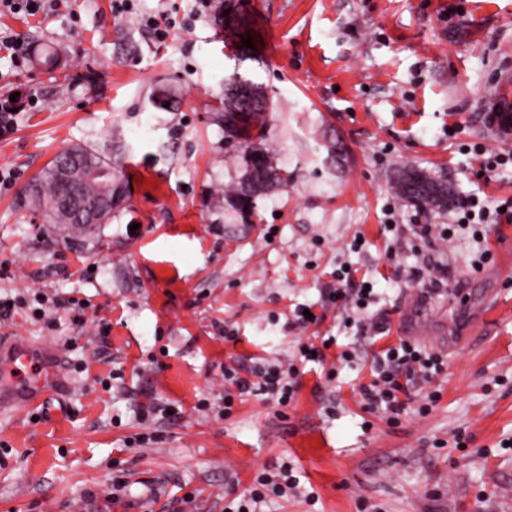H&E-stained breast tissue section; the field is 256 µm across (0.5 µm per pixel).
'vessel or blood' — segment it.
<instances>
[{"label": "vessel or blood", "mask_w": 512, "mask_h": 512, "mask_svg": "<svg viewBox=\"0 0 512 512\" xmlns=\"http://www.w3.org/2000/svg\"><path fill=\"white\" fill-rule=\"evenodd\" d=\"M63 360L53 350L0 338V409L36 404L48 394H62L69 380Z\"/></svg>", "instance_id": "b4317fda"}]
</instances>
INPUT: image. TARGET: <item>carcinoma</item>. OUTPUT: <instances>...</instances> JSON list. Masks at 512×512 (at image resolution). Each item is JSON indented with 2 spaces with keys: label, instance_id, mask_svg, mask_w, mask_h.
Returning <instances> with one entry per match:
<instances>
[{
  "label": "carcinoma",
  "instance_id": "obj_1",
  "mask_svg": "<svg viewBox=\"0 0 512 512\" xmlns=\"http://www.w3.org/2000/svg\"><path fill=\"white\" fill-rule=\"evenodd\" d=\"M229 14H224V11ZM218 26L227 36H240L246 26L245 17L238 11V0H220L217 16ZM36 64L55 69L60 63V52L52 45H46L35 59ZM266 89L234 71L224 78V93L217 98L213 111L224 125V138L227 146L236 151L239 160L238 175L227 186L216 191L217 207L229 206L247 220L254 216L257 200L269 192L288 184V176L279 167L276 154L262 145L264 128L269 117V107L265 105ZM91 155L100 164L103 175L89 177L83 167L71 168L73 185L79 194L88 201H100L109 191L120 190L122 170L118 163L95 150L84 146H71L62 150L56 158L66 154ZM54 163L32 178L35 182V195L21 198V207L41 214L46 224H67L76 232L92 236L101 228V224H80L71 220L60 210L57 184L52 176ZM418 169L409 166L398 171L392 181L395 194L413 204L434 213H444L453 205L454 196L448 186L439 191H419L410 187V176Z\"/></svg>",
  "mask_w": 512,
  "mask_h": 512
}]
</instances>
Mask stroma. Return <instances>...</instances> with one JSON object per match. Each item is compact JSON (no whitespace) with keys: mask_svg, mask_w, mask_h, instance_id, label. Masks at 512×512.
<instances>
[{"mask_svg":"<svg viewBox=\"0 0 512 512\" xmlns=\"http://www.w3.org/2000/svg\"><path fill=\"white\" fill-rule=\"evenodd\" d=\"M58 2L37 16L0 11V96L39 98L0 138V296L48 299L46 317L23 305L0 319V336L57 350L73 384L0 414V512H171L173 498L178 512H224L226 482L240 494L285 459L319 512H512V222L487 226L479 243L460 230L430 248L414 227L451 224L453 212L392 190L412 166L459 194L512 199V164L485 174L468 150L512 153L485 114L512 80V0H242L255 48L242 62L196 0H134L121 16L110 0ZM142 15L177 26L161 42ZM41 40L64 46L56 72L31 61ZM236 70L266 86L264 142L288 174L250 223L214 198L237 175L212 110ZM331 138L342 156H329ZM112 143L126 178L153 186L130 189L98 236L23 218L18 195L57 153ZM341 266L372 284L367 315L386 321L384 336L328 300ZM414 266L442 267L443 286L423 291ZM77 299L106 340L72 324ZM301 304L320 316L311 341H332L334 379L303 364L286 416L251 396L224 417L225 366L291 362L298 337L285 323ZM413 324L446 368L411 396L440 400L392 426L368 417L358 391L374 353ZM344 350L352 363H337ZM149 401L172 410L155 424L162 441L127 447ZM118 468L130 490L110 505Z\"/></svg>","mask_w":512,"mask_h":512,"instance_id":"obj_1","label":"stroma"}]
</instances>
